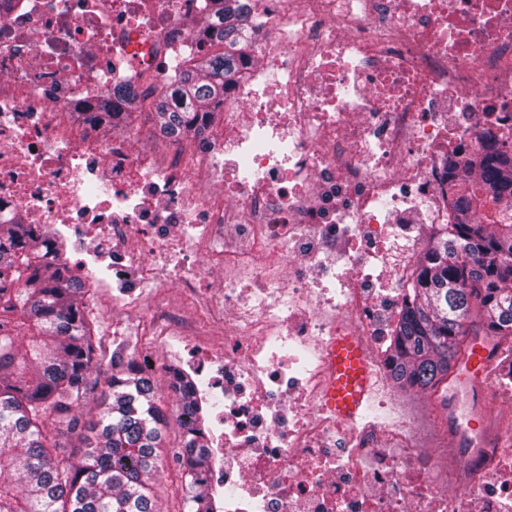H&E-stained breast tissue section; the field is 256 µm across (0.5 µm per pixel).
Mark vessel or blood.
I'll return each mask as SVG.
<instances>
[{"label": "vessel or blood", "instance_id": "vessel-or-blood-1", "mask_svg": "<svg viewBox=\"0 0 512 512\" xmlns=\"http://www.w3.org/2000/svg\"><path fill=\"white\" fill-rule=\"evenodd\" d=\"M469 343L468 354L460 358L448 382L453 385L461 379H468L476 402L481 405L486 401L493 345L487 336L470 337ZM330 361L331 378L326 403L341 420H353L370 389L366 348L350 332H340L330 344Z\"/></svg>", "mask_w": 512, "mask_h": 512}]
</instances>
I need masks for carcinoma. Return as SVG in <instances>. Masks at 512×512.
I'll list each match as a JSON object with an SVG mask.
<instances>
[{
    "mask_svg": "<svg viewBox=\"0 0 512 512\" xmlns=\"http://www.w3.org/2000/svg\"><path fill=\"white\" fill-rule=\"evenodd\" d=\"M194 50L162 86L118 85L97 111L78 117L122 130L149 103L161 134L198 139L224 110L227 88L245 78L262 19L247 0H202ZM454 223L435 229L405 298L391 365L402 386L432 390L448 377L461 337L512 336V143L452 161ZM85 283L61 245L27 224H0V512H159L152 480L162 461L161 408L153 374L133 359L112 373L97 421L71 415L86 394L94 346ZM182 430L177 457L189 512H215L206 475L215 463L192 379L167 371ZM52 425L78 437L80 462L52 454Z\"/></svg>",
    "mask_w": 512,
    "mask_h": 512,
    "instance_id": "1",
    "label": "carcinoma"
}]
</instances>
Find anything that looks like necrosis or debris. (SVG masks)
Returning <instances> with one entry per match:
<instances>
[{
	"instance_id": "obj_1",
	"label": "necrosis or debris",
	"mask_w": 512,
	"mask_h": 512,
	"mask_svg": "<svg viewBox=\"0 0 512 512\" xmlns=\"http://www.w3.org/2000/svg\"><path fill=\"white\" fill-rule=\"evenodd\" d=\"M252 6L247 80L209 139L170 155L73 112L162 84L199 0H0V223L85 245L87 287L142 316L137 364L171 348L223 395L207 481L224 512H512V415L465 462L410 419L342 423L323 404L343 325L390 401L417 227L452 222V160L512 142V0Z\"/></svg>"
}]
</instances>
